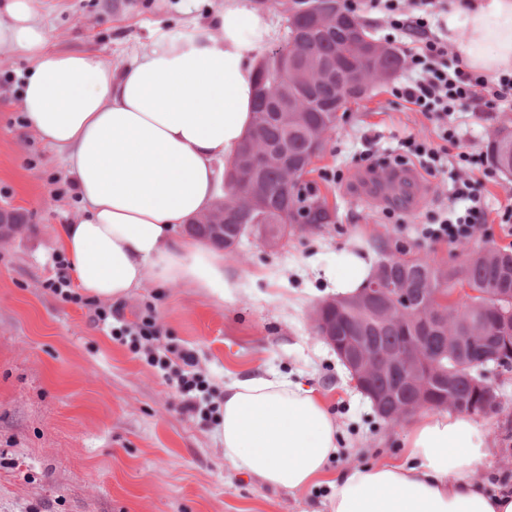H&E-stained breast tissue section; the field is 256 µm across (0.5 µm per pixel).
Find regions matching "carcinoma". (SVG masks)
<instances>
[{
  "mask_svg": "<svg viewBox=\"0 0 512 512\" xmlns=\"http://www.w3.org/2000/svg\"><path fill=\"white\" fill-rule=\"evenodd\" d=\"M346 21L320 29L305 16L286 18L287 42L294 45L303 64V72L313 71L336 62L343 54L347 31L357 17L348 9ZM377 71L395 72L401 67V58L387 52L373 61ZM258 82L255 99V122L252 132L270 152L271 160L256 170L254 178L266 192L261 211L224 210V236L238 237L240 228L263 224L269 241L275 243L286 234L288 209L305 211L311 223L322 221V204L316 194H303L307 184L300 181L292 191L282 192L281 158L300 172L307 173L312 162V145L318 141L326 145L328 135L336 128V113L326 109L336 98L338 80L331 76L320 84L305 89L294 83L287 60L275 50L267 51L257 66ZM486 154L500 172L512 174V140L493 136ZM370 282L382 288V294L401 291L408 307L419 311L422 317L387 314L383 301L363 292L339 296L328 302L326 316L336 319V335L349 336L355 332L364 337V343L375 352L390 355L407 336H429L439 346L445 336H464V349L479 348L476 337L480 329L491 336H512V252L493 247L469 254L457 267L437 265L427 256L399 259L381 257L372 272ZM468 287L473 294H465L456 302L452 296L457 287ZM446 302L453 311L447 320L433 311L435 300ZM476 368L458 365L443 359L438 368L421 365L417 379L424 386L407 385L401 397L415 399L422 395L423 410H434L446 402L460 413L477 415L479 399L470 382Z\"/></svg>",
  "mask_w": 512,
  "mask_h": 512,
  "instance_id": "cac0c4a2",
  "label": "carcinoma"
}]
</instances>
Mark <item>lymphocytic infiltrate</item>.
Segmentation results:
<instances>
[{
	"instance_id": "lymphocytic-infiltrate-1",
	"label": "lymphocytic infiltrate",
	"mask_w": 512,
	"mask_h": 512,
	"mask_svg": "<svg viewBox=\"0 0 512 512\" xmlns=\"http://www.w3.org/2000/svg\"><path fill=\"white\" fill-rule=\"evenodd\" d=\"M384 17L394 38L402 46L406 74L394 86L395 96L425 113L438 124L443 145L434 148L407 136L403 146L428 174L448 168V148L458 145L459 128L455 113L473 109L494 112L512 104V76L490 80L465 70L458 59L448 54V40L440 17L444 0H369ZM451 201H463V212L452 219L420 228L423 238L433 243H456L472 237L477 228L486 226L489 203L473 177L455 178L450 189ZM95 323L110 330L113 340L128 346L133 353H144L148 363L166 379H174L182 410L200 419L213 417L217 408L206 379L197 371L193 350L182 349L166 341L167 335L157 323L154 306L148 305L127 320L123 307L95 306Z\"/></svg>"
}]
</instances>
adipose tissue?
Segmentation results:
<instances>
[{
	"label": "adipose tissue",
	"mask_w": 512,
	"mask_h": 512,
	"mask_svg": "<svg viewBox=\"0 0 512 512\" xmlns=\"http://www.w3.org/2000/svg\"><path fill=\"white\" fill-rule=\"evenodd\" d=\"M448 45L467 70L512 72V0H450ZM275 34L248 0H221L186 32L155 29L119 68L82 51L47 50L35 0H0V47L31 67L20 98L28 130L62 158L84 215L55 248L89 296L181 283L228 297L223 251L183 235L220 196L217 168L254 124L256 61ZM217 435L241 472L277 489L322 482L329 512H512V488L476 473L491 458L482 420L421 417L400 462L331 471L336 421L323 396L286 375L224 387Z\"/></svg>",
	"instance_id": "obj_1"
}]
</instances>
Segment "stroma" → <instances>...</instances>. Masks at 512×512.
<instances>
[{"mask_svg": "<svg viewBox=\"0 0 512 512\" xmlns=\"http://www.w3.org/2000/svg\"><path fill=\"white\" fill-rule=\"evenodd\" d=\"M54 51H88L121 64L150 47L156 26L181 29L204 17L206 0H40ZM27 63L0 49V207L26 216L0 241V512H327L328 489H272L225 459L215 425L182 413L173 383L95 324L89 305L46 291L59 225L77 222L81 203L58 154L21 121L19 89ZM512 129V111L461 119L460 151L484 155L494 133ZM440 146L435 124L375 87L351 102L306 180L329 220L296 224L277 243L245 236L224 262L232 295L220 300L173 284L141 288L126 312L152 304L175 344L193 349L216 388L252 374H289L323 395L343 436L332 469L400 460L407 423L389 424L350 383L317 334L315 307L339 294L350 256H428L451 267L473 249L512 247L497 216L489 235L460 244L420 239V225L448 213V182L416 159L397 163L407 134ZM371 146L384 165L357 160ZM340 179L323 178V171ZM486 376L499 407L484 422L494 453L478 476L512 472V371Z\"/></svg>", "mask_w": 512, "mask_h": 512, "instance_id": "35a3bbf8", "label": "stroma"}]
</instances>
